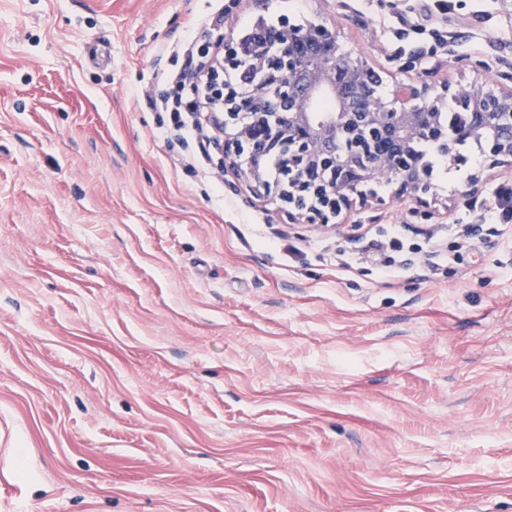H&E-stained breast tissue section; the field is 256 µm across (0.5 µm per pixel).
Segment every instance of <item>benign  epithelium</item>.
<instances>
[{"instance_id":"1","label":"benign epithelium","mask_w":512,"mask_h":512,"mask_svg":"<svg viewBox=\"0 0 512 512\" xmlns=\"http://www.w3.org/2000/svg\"><path fill=\"white\" fill-rule=\"evenodd\" d=\"M275 39L283 43L277 56L255 55L264 79L254 100L228 89L214 98L224 104V129L232 130L224 139V164L248 155L251 165L237 175L254 196L274 201L288 223L336 227L358 202L385 204L377 184L424 204L429 169L414 154L416 144L424 140L460 161L443 122L450 98L470 110L467 133L482 145V166L512 169V86L475 80L435 89L397 81L387 96L368 95L364 83L372 68L339 52L336 34L324 25L301 32L285 25ZM322 98L334 103L333 111L315 110ZM256 104L274 111L254 112L250 124L239 125V112ZM272 155L280 165L271 176L265 160Z\"/></svg>"}]
</instances>
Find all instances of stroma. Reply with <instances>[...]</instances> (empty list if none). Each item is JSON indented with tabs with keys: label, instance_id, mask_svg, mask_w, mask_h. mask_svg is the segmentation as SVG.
Listing matches in <instances>:
<instances>
[{
	"label": "stroma",
	"instance_id": "1",
	"mask_svg": "<svg viewBox=\"0 0 512 512\" xmlns=\"http://www.w3.org/2000/svg\"><path fill=\"white\" fill-rule=\"evenodd\" d=\"M268 3L388 86L512 73V0ZM208 11L0 0V512H512V218L462 231L512 172L288 223L142 102Z\"/></svg>",
	"mask_w": 512,
	"mask_h": 512
}]
</instances>
